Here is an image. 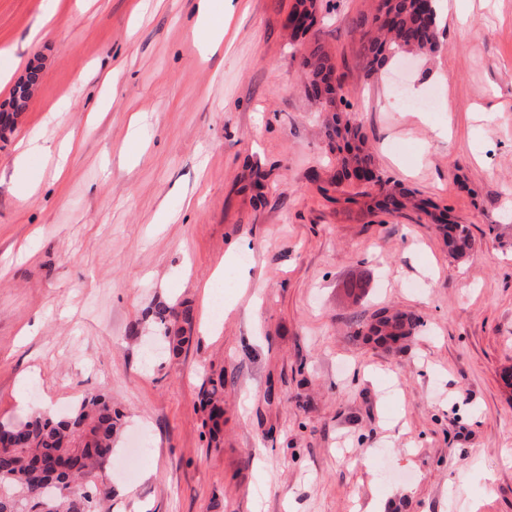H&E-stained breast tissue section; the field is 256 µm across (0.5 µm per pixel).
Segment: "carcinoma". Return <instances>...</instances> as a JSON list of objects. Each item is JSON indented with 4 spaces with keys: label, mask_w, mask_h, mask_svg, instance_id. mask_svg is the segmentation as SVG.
<instances>
[{
    "label": "carcinoma",
    "mask_w": 512,
    "mask_h": 512,
    "mask_svg": "<svg viewBox=\"0 0 512 512\" xmlns=\"http://www.w3.org/2000/svg\"><path fill=\"white\" fill-rule=\"evenodd\" d=\"M439 0H379L378 7L360 25L367 66L370 71L384 68L404 53L435 54L440 51L442 19ZM296 35L309 33L318 23L314 0H297L289 19ZM302 89L305 96L325 113L324 127L330 147L337 153L336 186H377L384 191L376 206L395 210L414 199L415 192L393 186L375 163L366 137L352 123L342 81L336 77L334 65L321 47H316L303 62ZM39 80L32 69L26 81L12 94V107L26 106L31 95L28 86ZM414 207L439 225L454 259L468 255L473 238L468 225L460 224L425 199ZM157 339L169 354H179L192 339V316L189 310H178L166 304L152 311ZM421 326L412 312L383 317L368 327V335L386 342L410 336ZM203 396L209 407V419L219 428L224 418L221 405L224 379L208 380ZM120 413L112 407V398L91 392L79 400L70 414L55 419L36 410L19 422L0 423V512H33L41 507L40 497L56 492L46 512H103V504L111 492L98 485L97 470L112 457L121 431Z\"/></svg>",
    "instance_id": "1"
}]
</instances>
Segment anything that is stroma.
Wrapping results in <instances>:
<instances>
[{
	"mask_svg": "<svg viewBox=\"0 0 512 512\" xmlns=\"http://www.w3.org/2000/svg\"><path fill=\"white\" fill-rule=\"evenodd\" d=\"M212 3L215 53L196 0H0V64L42 66L0 138V421L111 396V512H512V0H449L440 52L374 74L375 0H316L299 39L296 0ZM317 46L385 178L469 225V256L332 187L301 88ZM30 142L70 145L63 174L42 153L16 168ZM159 303L190 305L194 337L152 362L130 328ZM386 311L419 332L377 346ZM196 29L203 31L212 47H218L224 40V29L214 26L211 23V2L210 0H197L195 8ZM294 35H306L318 23L314 0H298L289 19ZM210 388L203 389V396L209 407V419L213 423V427L218 430L224 418V409L220 404L223 399L221 397L224 388V379L219 377L218 380L209 379Z\"/></svg>",
	"mask_w": 512,
	"mask_h": 512,
	"instance_id": "35a3bbf8",
	"label": "stroma"
}]
</instances>
